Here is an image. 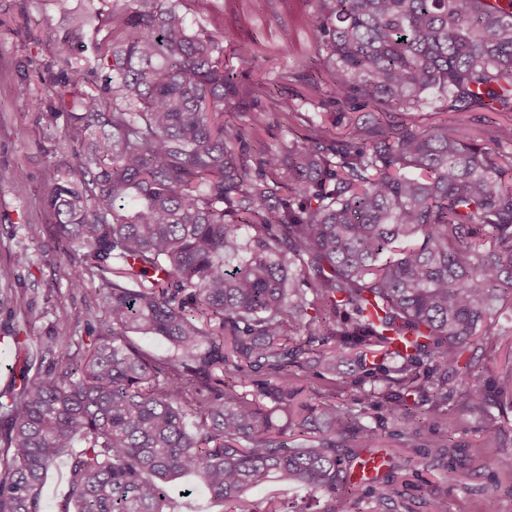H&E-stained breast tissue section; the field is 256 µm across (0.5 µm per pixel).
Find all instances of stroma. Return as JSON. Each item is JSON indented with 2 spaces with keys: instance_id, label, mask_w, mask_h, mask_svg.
<instances>
[{
  "instance_id": "obj_1",
  "label": "stroma",
  "mask_w": 512,
  "mask_h": 512,
  "mask_svg": "<svg viewBox=\"0 0 512 512\" xmlns=\"http://www.w3.org/2000/svg\"><path fill=\"white\" fill-rule=\"evenodd\" d=\"M109 9L110 0H69L64 11L55 0H0V290L15 291L21 307L16 322L33 336L48 335L65 321L86 335L87 314L98 304L95 270H87L82 290L60 275L61 267L80 266L82 256L63 253L52 241L44 195L56 169L72 161L57 99L59 60L84 66L89 37L106 27ZM309 10L305 0H188L181 13L192 29L221 38L225 49L257 43V58L237 66L255 77L310 57ZM242 16L247 24H239ZM22 83L29 98L15 93ZM18 170L23 180L14 179ZM22 248L29 261L18 266L13 255ZM499 323L502 333L480 343L472 370L489 391L512 374L511 307ZM485 418L500 425L498 441L481 436ZM367 421L380 427L386 465L376 480L355 478L360 512H512V411L492 403L479 417L456 397L446 409L423 416L417 438L388 409L369 408ZM447 442L457 447L452 460L430 454L431 444Z\"/></svg>"
}]
</instances>
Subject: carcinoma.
I'll return each mask as SVG.
<instances>
[{"mask_svg": "<svg viewBox=\"0 0 512 512\" xmlns=\"http://www.w3.org/2000/svg\"><path fill=\"white\" fill-rule=\"evenodd\" d=\"M308 2L302 71L243 84L186 0H112L86 59L102 89L66 74L73 163L45 206L57 243L97 270L101 308L76 350L73 329L8 330L20 383L0 401V512H39L64 456L56 512H174L165 484L182 475L223 512H257L244 493L270 481L311 497L263 512H354L352 463L378 440L367 396L412 437L419 409L456 391L476 412L512 399L511 377L495 396L475 382L471 355L512 305V127L491 151L460 122H424L435 97L512 113V0ZM357 105L372 120L343 112ZM271 112L287 133L273 148ZM350 356L352 401L302 397L293 372ZM66 473L67 459L63 457L47 475L40 499V512H53L55 503L66 491Z\"/></svg>", "mask_w": 512, "mask_h": 512, "instance_id": "1", "label": "carcinoma"}]
</instances>
